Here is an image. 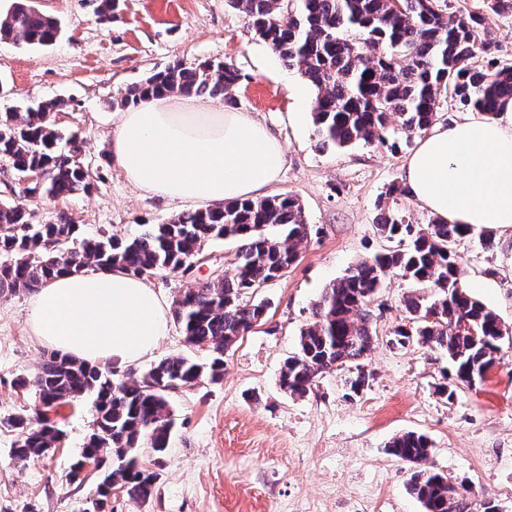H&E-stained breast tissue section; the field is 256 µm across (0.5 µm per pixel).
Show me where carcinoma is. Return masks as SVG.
<instances>
[{
  "instance_id": "obj_1",
  "label": "carcinoma",
  "mask_w": 512,
  "mask_h": 512,
  "mask_svg": "<svg viewBox=\"0 0 512 512\" xmlns=\"http://www.w3.org/2000/svg\"><path fill=\"white\" fill-rule=\"evenodd\" d=\"M226 2L314 89L312 120L324 150L357 142L386 145L397 125L424 132L449 101L487 119L512 102V64L501 63L494 42L478 36L479 30H487L486 15L453 14L447 0ZM59 33L58 20L29 0H16L0 18V39L21 46H50ZM479 52L486 55L482 69L472 65ZM242 78L232 63L178 59L131 84L116 104L127 108L148 96L181 94L233 105L232 90ZM66 106L54 100L22 116L0 113V161L9 175L3 183L8 199H0L1 293L35 292L63 271L90 265L137 276L150 270L181 277L204 255L209 241L238 242L232 276L218 273L175 300L173 318L186 344L207 349L210 362L172 355L152 364L140 378L125 380L110 368L53 352L37 371L14 380L15 388L32 391L49 404L91 400L92 429L84 451L93 452L108 468L112 487L144 503L152 496L158 473L141 466L136 452L145 444L158 457L166 452L174 424L169 392L204 379H223L224 353L266 314V305L252 301L251 295L299 259L308 224L302 203L289 193L183 213L148 224L124 240L103 232L79 241V225L64 212L51 224L36 223L32 206L42 199L87 192L101 178V167L90 174L78 165V157L86 153L83 138L76 133L65 137L51 122V115ZM35 170L43 172V179L23 183ZM407 194L406 187L393 183L379 203L375 231L391 248L360 260L324 288L314 304L312 321L299 332L297 351L280 370V389L290 397L306 396L319 376L339 367L353 369L346 381L348 395L356 396L369 385L364 360L378 334L368 302L394 275L433 289L429 295L404 299L406 321L395 328L388 344L404 349L417 343L446 353L454 377L438 386L441 395L452 398L456 386L474 385L500 363V318L464 288L454 250L474 230L438 220L412 223L397 207ZM272 228L277 232H270ZM7 425L16 432L12 456L19 462L52 453L61 437L37 410L17 412ZM388 451L413 469L408 490L424 512H470L468 500L448 499V477L427 466L432 443L426 435L399 434Z\"/></svg>"
}]
</instances>
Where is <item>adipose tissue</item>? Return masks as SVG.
I'll list each match as a JSON object with an SVG mask.
<instances>
[{"mask_svg": "<svg viewBox=\"0 0 512 512\" xmlns=\"http://www.w3.org/2000/svg\"><path fill=\"white\" fill-rule=\"evenodd\" d=\"M110 143L132 185L187 207L257 197L284 164L280 139L251 113L205 110L172 95L119 113ZM404 184L441 222L512 228V105L501 119L434 127L407 157ZM167 314L148 279L97 268L47 282L31 303L30 324L60 353L122 366L155 350Z\"/></svg>", "mask_w": 512, "mask_h": 512, "instance_id": "obj_1", "label": "adipose tissue"}]
</instances>
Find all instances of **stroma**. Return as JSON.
Here are the masks:
<instances>
[{"instance_id": "1", "label": "stroma", "mask_w": 512, "mask_h": 512, "mask_svg": "<svg viewBox=\"0 0 512 512\" xmlns=\"http://www.w3.org/2000/svg\"><path fill=\"white\" fill-rule=\"evenodd\" d=\"M33 2L61 22L62 35L46 49L0 39V113L67 100L68 108L52 117L56 128L80 134L87 156L97 159L111 151L114 98L146 73L177 59L236 64L244 75L233 91L239 111L252 113L284 145L281 178L268 192L296 196L309 224L299 261L256 291L255 300L267 304L265 319L225 354L223 379L171 393L166 456L158 462L151 449L140 451L141 464L159 472L151 499L138 503L117 490L112 512H423L407 490L409 465L387 448L407 431L431 439L430 467L470 488L472 512L489 504L512 512V343L503 344L501 364L482 381L440 397L435 388L451 371L447 355L387 343L405 320V296L416 290L408 279L390 278L369 304L378 341L361 394L347 396L344 369L323 374L299 399L278 387L280 367L296 351L323 289L384 248L374 228L379 201L401 182L418 135L395 133L393 149L364 143L320 149L313 89L225 0H116L109 24L96 20L99 0ZM35 212L41 224L68 213L84 237L106 231L127 239L183 209L143 195L113 164L91 192L44 199ZM493 237V248L475 234L455 250L464 287L512 328V229H496ZM31 299L28 292L0 295V418L37 405L34 394L13 386L49 351L31 330ZM178 353L210 359L208 351L187 347L172 322L150 359L120 373L139 377L151 361ZM54 420L63 448L21 464L11 457L14 432L0 426V512H81L94 491L97 475L78 488L66 480L92 427L90 402L59 405Z\"/></svg>"}]
</instances>
